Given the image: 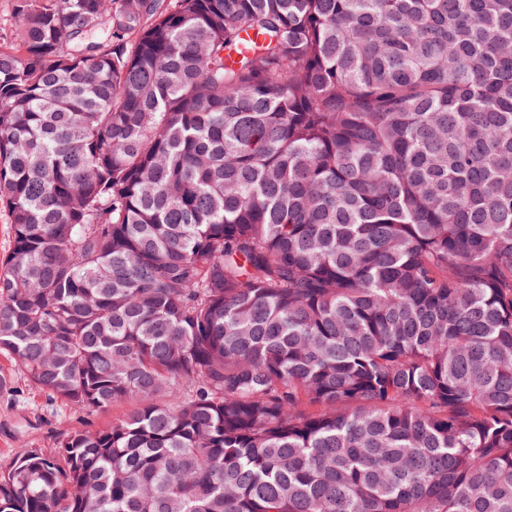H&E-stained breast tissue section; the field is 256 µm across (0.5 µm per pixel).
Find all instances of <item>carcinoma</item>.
<instances>
[{"label": "carcinoma", "mask_w": 512, "mask_h": 512, "mask_svg": "<svg viewBox=\"0 0 512 512\" xmlns=\"http://www.w3.org/2000/svg\"><path fill=\"white\" fill-rule=\"evenodd\" d=\"M15 13L0 512H512V0ZM2 368L13 382L6 390H0V472L12 466L23 451L50 455L72 431L103 428L133 406L126 402L105 411L76 412L59 400L50 399L10 359L0 355V373Z\"/></svg>", "instance_id": "obj_1"}]
</instances>
